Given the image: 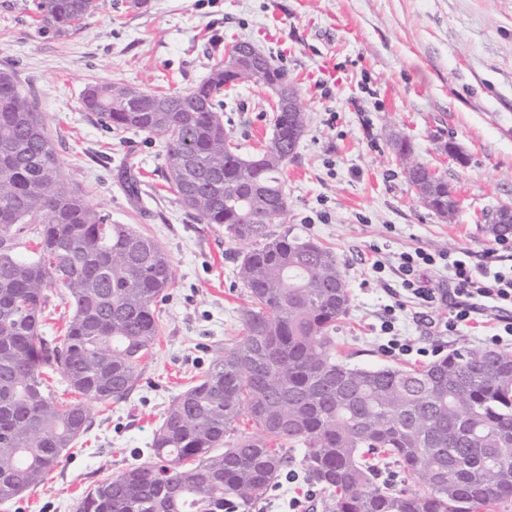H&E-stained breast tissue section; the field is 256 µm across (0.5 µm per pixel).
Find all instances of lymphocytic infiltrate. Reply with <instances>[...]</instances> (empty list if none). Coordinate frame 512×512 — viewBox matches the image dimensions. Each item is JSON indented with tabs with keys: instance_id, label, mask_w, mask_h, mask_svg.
I'll return each mask as SVG.
<instances>
[{
	"instance_id": "lymphocytic-infiltrate-1",
	"label": "lymphocytic infiltrate",
	"mask_w": 512,
	"mask_h": 512,
	"mask_svg": "<svg viewBox=\"0 0 512 512\" xmlns=\"http://www.w3.org/2000/svg\"><path fill=\"white\" fill-rule=\"evenodd\" d=\"M437 265L450 272L448 290L427 287L420 278L422 267ZM397 270L404 291L421 307L432 309L448 304V332H457L480 314L496 320L500 327L499 334L488 339V346H500L504 336H512V318L506 316L512 309V265L492 260L476 263L464 251L429 252L418 248L400 254Z\"/></svg>"
}]
</instances>
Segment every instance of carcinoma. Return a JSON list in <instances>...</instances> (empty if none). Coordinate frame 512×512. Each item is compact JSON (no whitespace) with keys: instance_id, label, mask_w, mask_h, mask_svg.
<instances>
[{"instance_id":"1","label":"carcinoma","mask_w":512,"mask_h":512,"mask_svg":"<svg viewBox=\"0 0 512 512\" xmlns=\"http://www.w3.org/2000/svg\"><path fill=\"white\" fill-rule=\"evenodd\" d=\"M43 28L64 33L97 0H34ZM268 57L255 83L281 82ZM217 65L184 92L99 83L85 109L105 127L160 138L165 176L198 224L251 243L237 276L248 290L245 335L219 350L178 394L153 434L152 461L96 485L77 512H250L301 443L309 481L329 512H480L512 500V351L453 349L418 368L350 367L331 333L349 312L336 255L307 238L275 235L288 202L280 173L296 138L288 113L264 150L244 157L224 130ZM393 152L409 161L412 142ZM409 179L420 202L448 213V181L427 166ZM275 196L274 209L250 204ZM36 224L37 249L18 251ZM175 281L171 255L129 224H112L63 180L44 119L0 68V501L44 484L89 430L93 404L136 388L161 330L157 299ZM73 313L58 342L41 334L48 292ZM57 369L78 395L62 401ZM247 418L254 433L230 438ZM387 456L416 480L411 493L375 481L369 456Z\"/></svg>"}]
</instances>
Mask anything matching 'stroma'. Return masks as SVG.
Instances as JSON below:
<instances>
[{
  "instance_id": "obj_1",
  "label": "stroma",
  "mask_w": 512,
  "mask_h": 512,
  "mask_svg": "<svg viewBox=\"0 0 512 512\" xmlns=\"http://www.w3.org/2000/svg\"><path fill=\"white\" fill-rule=\"evenodd\" d=\"M31 0H0V66L11 67L42 112L72 189L113 223L129 224L171 255L175 282L157 304L163 327L137 390L94 411L93 424L49 482L0 512H76L78 500L127 467L149 462V442L171 400L221 347L243 334L247 291L234 269L244 247L222 226L188 216L165 178L163 145L102 126L84 107L86 86L115 82L183 91L209 76L238 41L271 56L299 87L307 132L283 169L288 209L275 233L330 247L350 282L336 357L355 367L424 366L452 349L485 347L494 321L476 316L451 336L421 314L396 272L400 253L497 249L484 226L512 201V0H98L81 25L42 30ZM224 127L241 155L271 136L264 85L225 91ZM405 133L417 160L444 176L458 208L441 220L418 200L388 144ZM454 142L464 162L442 145ZM136 177L138 195L125 189ZM385 266L375 273L374 262ZM393 321V333L382 325ZM416 351L394 359L390 337ZM252 512H325L305 477L303 445Z\"/></svg>"
}]
</instances>
